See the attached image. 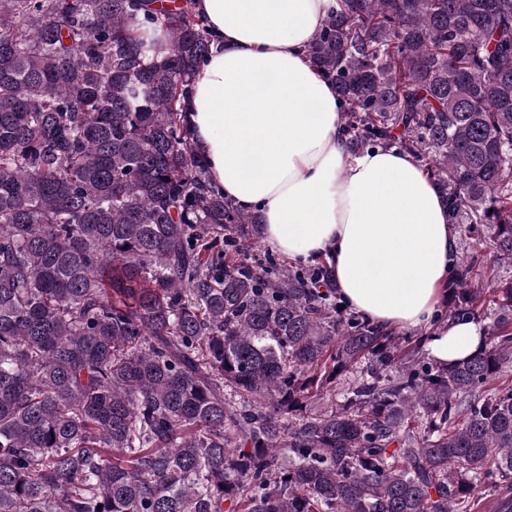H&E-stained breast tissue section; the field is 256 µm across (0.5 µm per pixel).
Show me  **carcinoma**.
Here are the masks:
<instances>
[{"instance_id":"carcinoma-1","label":"carcinoma","mask_w":512,"mask_h":512,"mask_svg":"<svg viewBox=\"0 0 512 512\" xmlns=\"http://www.w3.org/2000/svg\"><path fill=\"white\" fill-rule=\"evenodd\" d=\"M210 47L194 0H0V512H512V284L455 259L444 318L496 317L437 364L272 255L193 141ZM307 56L511 265L512 0H335Z\"/></svg>"}]
</instances>
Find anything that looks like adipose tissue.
I'll list each match as a JSON object with an SVG mask.
<instances>
[{
  "label": "adipose tissue",
  "mask_w": 512,
  "mask_h": 512,
  "mask_svg": "<svg viewBox=\"0 0 512 512\" xmlns=\"http://www.w3.org/2000/svg\"><path fill=\"white\" fill-rule=\"evenodd\" d=\"M335 0H195L213 36L188 117L210 181L260 213L267 244L324 260L336 294L386 328L431 321L455 232L437 185L395 148L351 155L334 83L308 60ZM481 325L437 327L440 363L469 356Z\"/></svg>",
  "instance_id": "obj_1"
}]
</instances>
